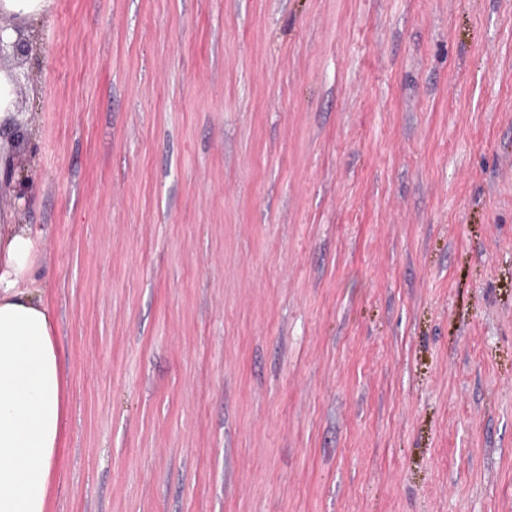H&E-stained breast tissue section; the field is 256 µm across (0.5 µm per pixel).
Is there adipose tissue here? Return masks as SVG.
<instances>
[{"mask_svg": "<svg viewBox=\"0 0 512 512\" xmlns=\"http://www.w3.org/2000/svg\"><path fill=\"white\" fill-rule=\"evenodd\" d=\"M37 240L0 216V512H48L66 422L56 330L33 290Z\"/></svg>", "mask_w": 512, "mask_h": 512, "instance_id": "adipose-tissue-1", "label": "adipose tissue"}]
</instances>
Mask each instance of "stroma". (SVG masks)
I'll list each match as a JSON object with an SVG mask.
<instances>
[{"label":"stroma","instance_id":"1","mask_svg":"<svg viewBox=\"0 0 512 512\" xmlns=\"http://www.w3.org/2000/svg\"><path fill=\"white\" fill-rule=\"evenodd\" d=\"M25 72L49 512H512V0H52Z\"/></svg>","mask_w":512,"mask_h":512}]
</instances>
